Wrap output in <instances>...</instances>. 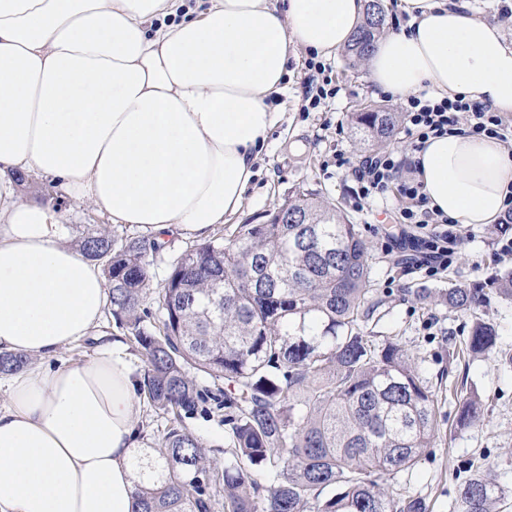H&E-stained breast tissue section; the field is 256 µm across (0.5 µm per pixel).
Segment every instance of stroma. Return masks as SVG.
<instances>
[{
    "label": "stroma",
    "instance_id": "stroma-1",
    "mask_svg": "<svg viewBox=\"0 0 512 512\" xmlns=\"http://www.w3.org/2000/svg\"><path fill=\"white\" fill-rule=\"evenodd\" d=\"M308 51L288 64L286 91L273 102L282 117L268 132L256 162L257 176L248 189L242 210L216 225L211 237H230L242 224H261L268 213L296 187L315 190L323 201L341 206L369 246L371 280L383 304L370 322L377 335L391 336L412 356L421 376L438 397L439 431L430 453L412 470L391 481L395 492L422 498L427 512H453L458 489L481 473L507 488L499 512H512V367H505L503 352L512 353V302L489 295L476 316L494 324L496 351L476 357L462 356L473 317L448 310L432 301L412 300L411 290H447L454 284L488 285L512 267V254H502L496 243L512 236V224H482L460 228L452 246L447 270L434 277L419 270L404 271L403 249H388L400 235V211L405 205L397 189L364 209L354 205V182L334 157L344 154L358 164L366 152L351 132L349 116L368 104L387 111L400 109L399 102L374 93L361 78L359 61L338 52L329 63L339 91L317 110L303 111L309 72ZM478 391L483 399L480 425L461 429L456 424L460 398ZM183 426L206 448L215 469H223L232 453L224 432V414L212 404L184 417Z\"/></svg>",
    "mask_w": 512,
    "mask_h": 512
}]
</instances>
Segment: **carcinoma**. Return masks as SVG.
Here are the masks:
<instances>
[{"label": "carcinoma", "mask_w": 512, "mask_h": 512, "mask_svg": "<svg viewBox=\"0 0 512 512\" xmlns=\"http://www.w3.org/2000/svg\"><path fill=\"white\" fill-rule=\"evenodd\" d=\"M383 0H367L346 52L362 60L384 32ZM401 116L353 112L351 128L373 147L392 142ZM165 244L140 236L118 245L103 225L87 228L81 256L102 267L112 315L146 357L140 393L174 420L210 399L224 409L234 461L224 465V512H426L423 499L394 494L385 477L415 468L438 431L437 396L395 338L367 331L368 244L344 211L300 187L263 224L232 239L185 250L155 297L145 325L152 267ZM492 291L512 302V270ZM486 291L453 285L438 295L472 314ZM495 326L474 317L471 355L497 347ZM27 357L1 353L0 373ZM483 400L463 398L457 426H477ZM140 512H211L217 480L206 448L179 425L135 464ZM504 489L482 475L458 491L456 512H497Z\"/></svg>", "instance_id": "cac0c4a2"}]
</instances>
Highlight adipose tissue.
I'll return each mask as SVG.
<instances>
[{
	"label": "adipose tissue",
	"instance_id": "adipose-tissue-1",
	"mask_svg": "<svg viewBox=\"0 0 512 512\" xmlns=\"http://www.w3.org/2000/svg\"><path fill=\"white\" fill-rule=\"evenodd\" d=\"M365 82L512 113V40L468 0H400ZM365 0H0V512H134L139 375L127 345L50 367L100 326V266L65 240L66 212L19 172L152 234L206 236L238 214L298 49L346 48ZM427 207L464 226L502 219L512 150L458 128L412 156ZM24 184L21 187L23 191L27 194H33L32 196L43 200L45 202H53L57 205L64 206V208H68V203L66 201H58V194L56 188L50 184L49 182H41L35 181L28 176H24ZM23 177L19 175V179L23 181Z\"/></svg>",
	"mask_w": 512,
	"mask_h": 512
}]
</instances>
